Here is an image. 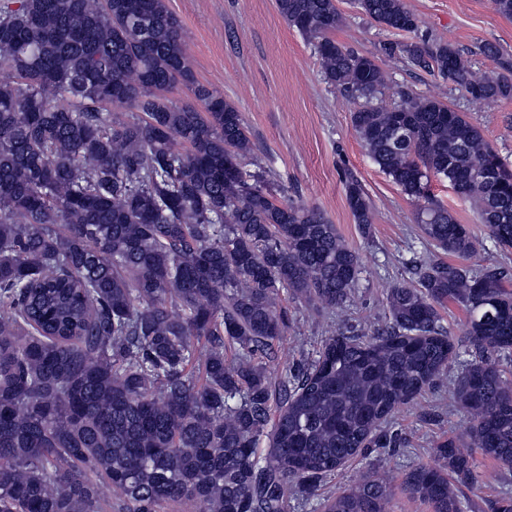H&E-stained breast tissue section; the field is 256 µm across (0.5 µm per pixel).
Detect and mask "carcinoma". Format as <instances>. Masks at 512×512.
<instances>
[{"instance_id":"cac0c4a2","label":"carcinoma","mask_w":512,"mask_h":512,"mask_svg":"<svg viewBox=\"0 0 512 512\" xmlns=\"http://www.w3.org/2000/svg\"><path fill=\"white\" fill-rule=\"evenodd\" d=\"M386 30L413 32L403 0H355ZM313 46L324 81L365 103L352 128L373 162L421 202L417 224L452 260L385 301L369 340L330 336L277 380L262 359L288 330L280 294L341 308L362 259L324 213L280 202L241 169L253 143L237 107L193 76L165 0H0V512H288L370 448L382 424L457 358L440 310L467 319L471 350L451 382L471 419L400 491L431 512H464L463 489L512 471V275L466 260L483 243L431 192L465 188L493 242L512 248V169L464 115L436 98L388 101L376 58L336 41L335 0H276ZM385 53L456 84L476 103L512 97L449 43ZM176 84L201 107L165 96ZM362 232L375 209L344 182ZM204 341L200 349L195 342ZM265 465L256 459L262 435ZM395 489L370 471L324 512H390Z\"/></svg>"}]
</instances>
